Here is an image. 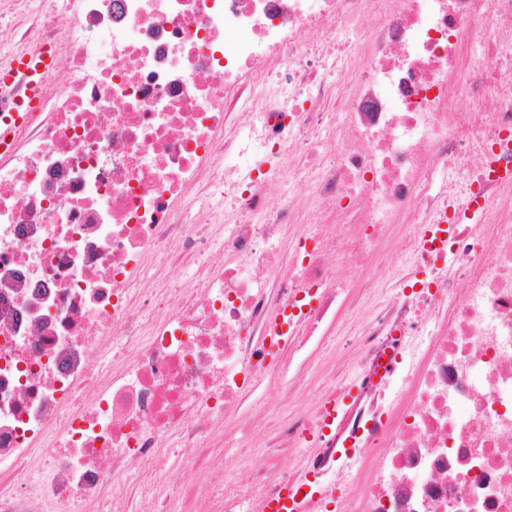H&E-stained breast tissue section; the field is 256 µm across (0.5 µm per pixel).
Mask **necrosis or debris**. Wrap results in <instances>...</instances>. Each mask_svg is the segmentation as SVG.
I'll use <instances>...</instances> for the list:
<instances>
[{"mask_svg": "<svg viewBox=\"0 0 512 512\" xmlns=\"http://www.w3.org/2000/svg\"><path fill=\"white\" fill-rule=\"evenodd\" d=\"M20 17L0 59L65 65L0 159V512H259L310 477L303 512H512V0L0 12ZM354 291L352 383L257 457L229 413L258 384L298 395L273 351Z\"/></svg>", "mask_w": 512, "mask_h": 512, "instance_id": "4bbe7bcc", "label": "necrosis or debris"}]
</instances>
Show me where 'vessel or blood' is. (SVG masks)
Here are the masks:
<instances>
[{
	"label": "vessel or blood",
	"mask_w": 512,
	"mask_h": 512,
	"mask_svg": "<svg viewBox=\"0 0 512 512\" xmlns=\"http://www.w3.org/2000/svg\"><path fill=\"white\" fill-rule=\"evenodd\" d=\"M56 64L57 55L49 47L16 54L0 63L1 148H8L19 129L29 122L43 95V75ZM318 490V485L312 482L285 490L277 500L267 504L266 512H300L302 500L315 497Z\"/></svg>",
	"instance_id": "obj_1"
}]
</instances>
